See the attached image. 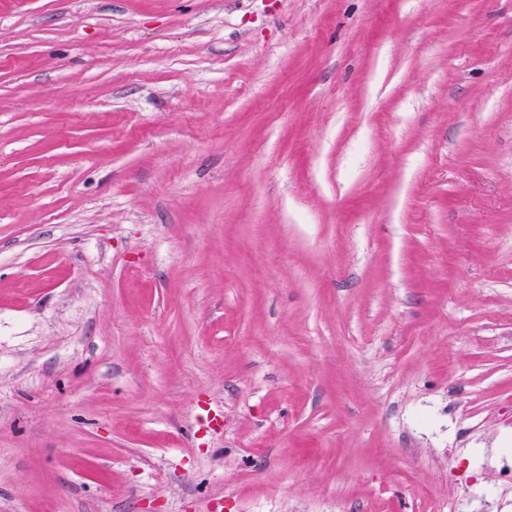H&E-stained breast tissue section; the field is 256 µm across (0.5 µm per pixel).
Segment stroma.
Returning a JSON list of instances; mask_svg holds the SVG:
<instances>
[{"label":"stroma","mask_w":512,"mask_h":512,"mask_svg":"<svg viewBox=\"0 0 512 512\" xmlns=\"http://www.w3.org/2000/svg\"><path fill=\"white\" fill-rule=\"evenodd\" d=\"M512 0H0V512H512Z\"/></svg>","instance_id":"1"}]
</instances>
